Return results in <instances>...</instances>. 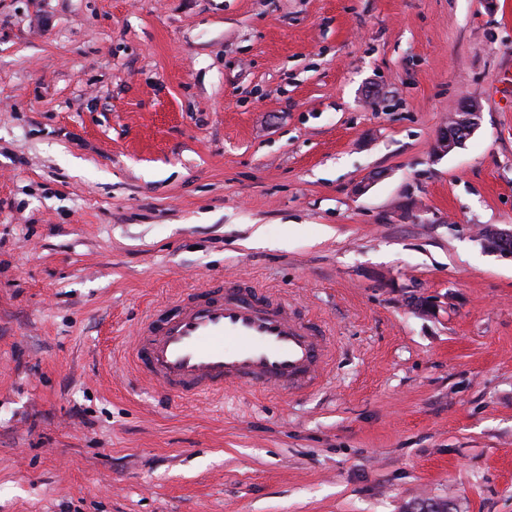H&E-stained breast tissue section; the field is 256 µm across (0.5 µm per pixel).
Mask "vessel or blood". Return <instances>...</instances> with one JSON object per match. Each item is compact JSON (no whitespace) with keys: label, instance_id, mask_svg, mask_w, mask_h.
<instances>
[{"label":"vessel or blood","instance_id":"b4317fda","mask_svg":"<svg viewBox=\"0 0 512 512\" xmlns=\"http://www.w3.org/2000/svg\"><path fill=\"white\" fill-rule=\"evenodd\" d=\"M138 374L171 399L234 385L299 393L327 359V340L285 299L239 278L209 281L142 321L131 354Z\"/></svg>","mask_w":512,"mask_h":512}]
</instances>
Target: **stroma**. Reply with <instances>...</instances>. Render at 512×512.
Wrapping results in <instances>:
<instances>
[{
	"instance_id": "1",
	"label": "stroma",
	"mask_w": 512,
	"mask_h": 512,
	"mask_svg": "<svg viewBox=\"0 0 512 512\" xmlns=\"http://www.w3.org/2000/svg\"><path fill=\"white\" fill-rule=\"evenodd\" d=\"M511 68L512 0H0V512H512ZM225 276L316 391L124 362ZM480 106L474 100H464L458 110L448 118L437 135L435 150L445 155L461 147L479 126Z\"/></svg>"
}]
</instances>
